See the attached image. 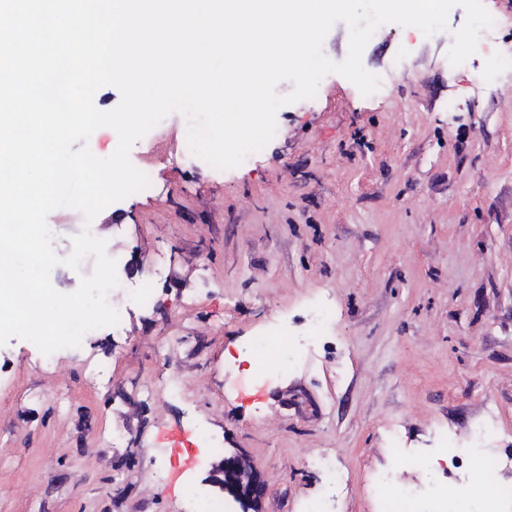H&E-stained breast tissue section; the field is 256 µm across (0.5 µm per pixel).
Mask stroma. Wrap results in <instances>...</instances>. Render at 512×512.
<instances>
[{
    "label": "stroma",
    "instance_id": "1",
    "mask_svg": "<svg viewBox=\"0 0 512 512\" xmlns=\"http://www.w3.org/2000/svg\"><path fill=\"white\" fill-rule=\"evenodd\" d=\"M483 3L504 20L485 33L497 61L449 64L459 6L429 37L382 25L362 63L384 91L325 76L231 169L185 161L188 119L170 114L130 152L150 193L90 222L48 215L59 256L87 228L134 271L114 292L120 326L48 361L26 340L0 346V512H187L176 480L204 485L214 460L200 421L257 466L265 512L321 493L323 452L348 478L337 512H380L381 469L457 488L467 474L435 455L440 434L467 447L489 407L488 445L508 460L496 477L512 483V0ZM161 252L156 303L139 307L130 290ZM314 301L336 311L324 345L256 383L249 336L305 332ZM394 442L433 467L403 466Z\"/></svg>",
    "mask_w": 512,
    "mask_h": 512
}]
</instances>
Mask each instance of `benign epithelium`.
<instances>
[{
	"label": "benign epithelium",
	"mask_w": 512,
	"mask_h": 512,
	"mask_svg": "<svg viewBox=\"0 0 512 512\" xmlns=\"http://www.w3.org/2000/svg\"><path fill=\"white\" fill-rule=\"evenodd\" d=\"M209 483L227 493L240 512H264L266 483L258 468L239 449L212 463Z\"/></svg>",
	"instance_id": "benign-epithelium-1"
}]
</instances>
